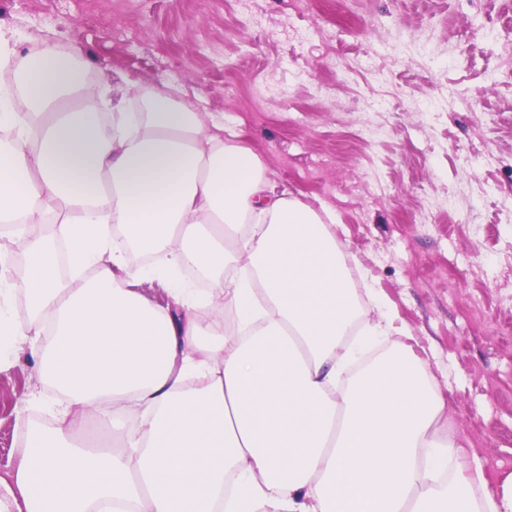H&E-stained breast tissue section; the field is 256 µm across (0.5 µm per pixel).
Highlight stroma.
Segmentation results:
<instances>
[{"mask_svg": "<svg viewBox=\"0 0 512 512\" xmlns=\"http://www.w3.org/2000/svg\"><path fill=\"white\" fill-rule=\"evenodd\" d=\"M0 0L12 47L75 56L87 104L179 89L233 122L268 175L334 233L356 299L374 288L446 399L441 426L512 473V0ZM503 41L492 44L485 30ZM27 349L0 361V476L50 423Z\"/></svg>", "mask_w": 512, "mask_h": 512, "instance_id": "stroma-1", "label": "stroma"}]
</instances>
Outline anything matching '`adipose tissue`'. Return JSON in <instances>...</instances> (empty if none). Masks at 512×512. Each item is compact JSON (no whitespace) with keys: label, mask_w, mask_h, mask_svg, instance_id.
<instances>
[{"label":"adipose tissue","mask_w":512,"mask_h":512,"mask_svg":"<svg viewBox=\"0 0 512 512\" xmlns=\"http://www.w3.org/2000/svg\"><path fill=\"white\" fill-rule=\"evenodd\" d=\"M88 92L47 48L0 108V223L58 220L29 238L19 278L0 276V360L28 345L62 398L55 426L27 427L0 512H512V475L490 488L437 428L445 399L421 361L400 347L364 361L392 329L378 291L380 319L349 337L335 211L277 189L173 91L113 105L107 126L70 111ZM132 251L207 286L154 306L138 289L155 271ZM223 308L240 335L212 320Z\"/></svg>","instance_id":"adipose-tissue-1"}]
</instances>
